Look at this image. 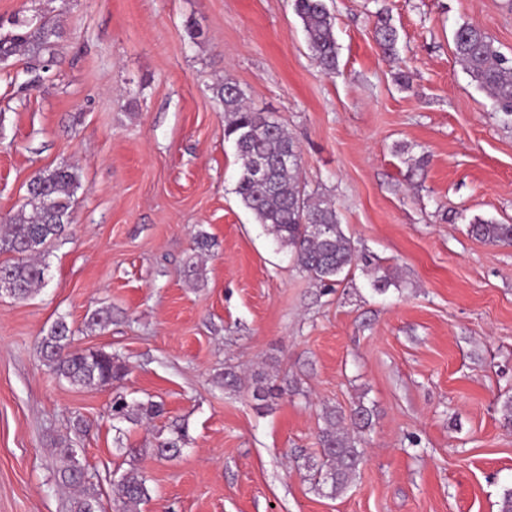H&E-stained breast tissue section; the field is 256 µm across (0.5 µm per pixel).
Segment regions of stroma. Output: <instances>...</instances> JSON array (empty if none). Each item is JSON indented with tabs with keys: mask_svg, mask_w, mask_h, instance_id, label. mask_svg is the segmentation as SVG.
Wrapping results in <instances>:
<instances>
[{
	"mask_svg": "<svg viewBox=\"0 0 512 512\" xmlns=\"http://www.w3.org/2000/svg\"><path fill=\"white\" fill-rule=\"evenodd\" d=\"M335 72L313 59L294 0H0V35L46 15L38 58L0 62V226L30 179L73 166L65 235L29 298L0 295V512H70L60 445L77 448L103 512L130 467L141 512H499L512 488V118L457 61L484 28L512 55V0H326ZM398 33L375 41L377 12ZM278 119L300 179L330 200L358 262L323 286L235 192L240 162L216 87ZM213 246L196 252L195 239ZM201 259L198 278L184 271ZM392 273L376 291L369 267ZM112 311L103 330L86 316ZM65 320L82 349L128 367L80 387L45 364ZM239 385L220 386L226 371ZM297 381L262 405L257 376ZM164 416L115 425L116 394ZM364 404L363 462L332 496L310 480L325 407ZM182 426L183 453L156 458ZM475 237L494 244L512 245V224H498L493 220H477L471 224Z\"/></svg>",
	"mask_w": 512,
	"mask_h": 512,
	"instance_id": "35a3bbf8",
	"label": "stroma"
}]
</instances>
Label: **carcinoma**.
<instances>
[{
	"label": "carcinoma",
	"instance_id": "cac0c4a2",
	"mask_svg": "<svg viewBox=\"0 0 512 512\" xmlns=\"http://www.w3.org/2000/svg\"><path fill=\"white\" fill-rule=\"evenodd\" d=\"M294 8L303 23L308 47L319 65L336 67L337 46L333 35V17L325 0H294ZM378 45L393 54L397 31L381 15L375 26ZM60 36L47 21L31 18L18 24V30L0 36V59L17 54L37 56ZM454 54L475 85L486 91L497 107L512 114V57L502 54L494 40L481 28L460 25L453 36ZM224 105L225 138L234 143L240 160L236 194L241 203L272 235L280 247L288 249L298 265L315 281L337 282L345 269L357 259L355 248L339 222L334 206L310 193L302 185L298 172L300 155L284 126L277 120L254 112L244 103V93L226 82L217 89ZM268 164L266 176H257L258 163ZM80 186L75 168L60 166L36 174L28 186V199L0 232V252L14 254L12 262L0 265V290L16 299H26L45 283L47 266L39 257L59 240L72 223L75 191ZM475 237L494 244L512 245V224L477 220L471 225ZM112 324V311L97 309L87 317V325L104 329ZM74 333L62 319L54 322L41 338V350L47 364L60 378L76 386H106L121 379L126 365L101 350L76 349ZM288 393V387L257 381L253 396L259 400L276 399ZM112 419L136 424L164 413L163 403L148 400L129 402L123 396L113 399ZM318 433L321 466L313 474L314 485L336 495L346 489L362 460L352 432L368 427L370 410L358 404L349 413L327 407ZM185 434L180 426L158 442L154 454L174 459L182 451ZM62 484L78 490L71 512H101L95 490L84 485L83 475L71 464L59 471ZM120 512H140L150 498L146 478L132 467L120 478Z\"/></svg>",
	"mask_w": 512,
	"mask_h": 512
}]
</instances>
